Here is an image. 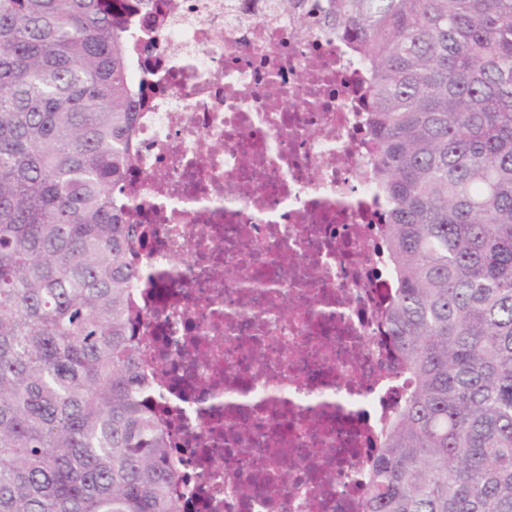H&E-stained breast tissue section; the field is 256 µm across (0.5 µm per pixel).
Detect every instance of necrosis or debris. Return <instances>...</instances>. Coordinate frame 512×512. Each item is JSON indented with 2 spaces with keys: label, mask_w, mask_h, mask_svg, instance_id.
Wrapping results in <instances>:
<instances>
[{
  "label": "necrosis or debris",
  "mask_w": 512,
  "mask_h": 512,
  "mask_svg": "<svg viewBox=\"0 0 512 512\" xmlns=\"http://www.w3.org/2000/svg\"><path fill=\"white\" fill-rule=\"evenodd\" d=\"M131 223L143 360L193 483L190 512H359L400 385L382 315L364 78L330 29L275 0H153Z\"/></svg>",
  "instance_id": "obj_1"
}]
</instances>
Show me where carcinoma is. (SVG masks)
Segmentation results:
<instances>
[{"label": "carcinoma", "mask_w": 512, "mask_h": 512, "mask_svg": "<svg viewBox=\"0 0 512 512\" xmlns=\"http://www.w3.org/2000/svg\"><path fill=\"white\" fill-rule=\"evenodd\" d=\"M367 78L407 384L362 512H512V0H325ZM144 84L106 0H0V512H184L129 315Z\"/></svg>", "instance_id": "carcinoma-1"}]
</instances>
